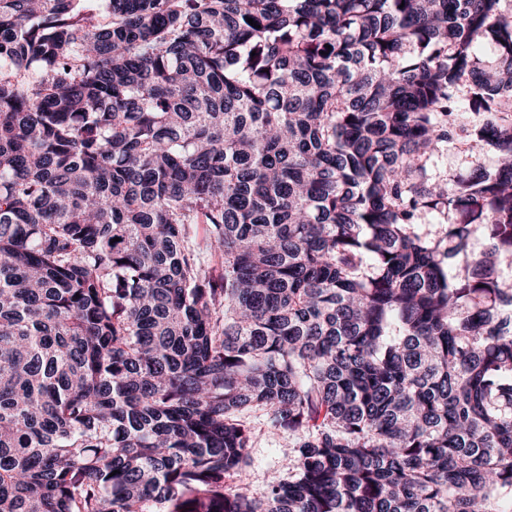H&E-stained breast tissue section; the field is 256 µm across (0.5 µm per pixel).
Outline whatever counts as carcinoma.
I'll return each instance as SVG.
<instances>
[{"instance_id":"carcinoma-1","label":"carcinoma","mask_w":512,"mask_h":512,"mask_svg":"<svg viewBox=\"0 0 512 512\" xmlns=\"http://www.w3.org/2000/svg\"><path fill=\"white\" fill-rule=\"evenodd\" d=\"M504 263L501 0H0V512H512ZM467 155L468 153H464L457 142L451 143L442 154L435 156L430 162L429 172L434 177L450 179L452 175L462 172L468 166L470 158ZM287 443V438L278 436L262 441L258 448L251 450L252 463L245 469L243 478L256 496H261L271 481L285 475L288 466Z\"/></svg>"}]
</instances>
